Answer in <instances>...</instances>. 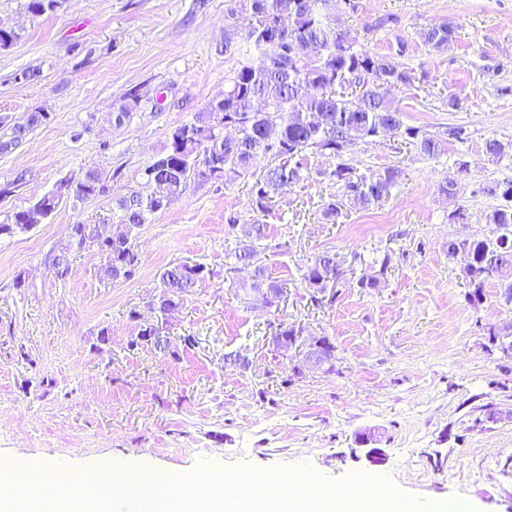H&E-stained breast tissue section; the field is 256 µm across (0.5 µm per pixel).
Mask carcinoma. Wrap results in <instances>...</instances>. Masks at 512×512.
I'll use <instances>...</instances> for the list:
<instances>
[{
	"instance_id": "cac0c4a2",
	"label": "carcinoma",
	"mask_w": 512,
	"mask_h": 512,
	"mask_svg": "<svg viewBox=\"0 0 512 512\" xmlns=\"http://www.w3.org/2000/svg\"><path fill=\"white\" fill-rule=\"evenodd\" d=\"M351 13L359 10L360 0H238L227 14L224 51L235 53L241 37L263 50L265 60L257 67L241 62L224 85V92L214 96L192 121L176 127L165 151L143 170L149 193L132 191L116 200L119 223L126 225V238L112 244L94 240V230L77 224V247H94L115 266L127 267L126 278L134 276L138 266L135 240L148 216L166 210L176 201L187 181H230L249 172L257 156L270 159L268 169L254 182L255 210L267 209L271 194L286 190L298 181L305 169L309 150L328 151L336 156L358 140L376 138L384 133L416 141L422 153H438L440 141L419 137V131L403 125L400 112L381 94V86L409 84V71L388 57L358 46L359 34L332 26L336 2ZM63 0H26V10L36 17L52 14ZM456 41V28L445 23L424 33V42L434 49L449 48ZM140 97L127 92L115 110V120L122 122L139 107ZM50 113L36 108L18 120L3 118L8 133L0 135V154L18 148ZM330 177L341 194L324 204V216L336 220L351 209H366L389 195L393 174L378 177L357 173L340 162ZM108 185L96 167L85 169L77 179L59 181L54 192L40 198L34 208L41 217L52 214L68 198L83 200L104 195ZM488 195H500L505 204L496 208L492 223L498 235L490 239L463 238L448 241V254L457 249L467 252L470 264L466 276L471 299L479 301L485 281L493 276L512 278V184L483 188ZM25 213L17 211L12 221L0 224V235L27 231L31 225ZM265 228L255 225L249 243L235 254L239 262L255 267V288L264 284L266 267L261 263L260 241ZM71 249L52 253L48 262L59 278L70 268ZM336 260L325 252L306 268L303 278L317 288L323 280L336 277ZM204 267L181 265L161 275V291L152 304L160 312L171 311L180 298L203 279Z\"/></svg>"
}]
</instances>
